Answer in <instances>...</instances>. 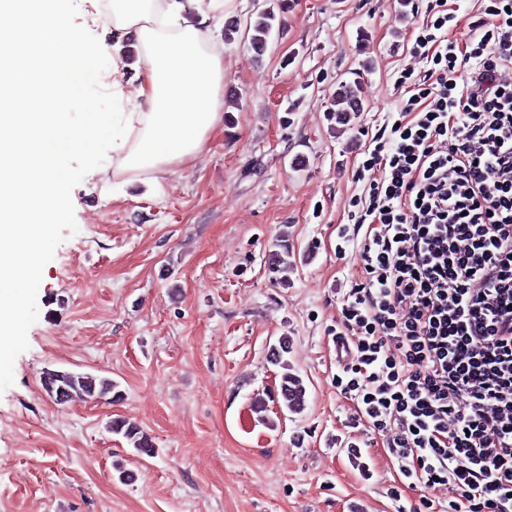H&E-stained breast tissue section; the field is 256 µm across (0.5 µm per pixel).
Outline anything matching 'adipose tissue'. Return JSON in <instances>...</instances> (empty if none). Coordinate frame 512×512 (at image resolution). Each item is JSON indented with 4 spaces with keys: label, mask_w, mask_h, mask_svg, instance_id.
<instances>
[{
    "label": "adipose tissue",
    "mask_w": 512,
    "mask_h": 512,
    "mask_svg": "<svg viewBox=\"0 0 512 512\" xmlns=\"http://www.w3.org/2000/svg\"><path fill=\"white\" fill-rule=\"evenodd\" d=\"M226 0H110L112 44L83 40L63 0H0V368L9 365L34 257L65 208L68 158L111 143L128 174L194 161L222 122L224 61L202 27ZM137 43L143 64L126 77L119 52ZM112 81L115 113L87 87Z\"/></svg>",
    "instance_id": "adipose-tissue-1"
}]
</instances>
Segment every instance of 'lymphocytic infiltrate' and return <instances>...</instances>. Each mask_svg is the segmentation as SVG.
I'll use <instances>...</instances> for the list:
<instances>
[{"label": "lymphocytic infiltrate", "instance_id": "obj_1", "mask_svg": "<svg viewBox=\"0 0 512 512\" xmlns=\"http://www.w3.org/2000/svg\"><path fill=\"white\" fill-rule=\"evenodd\" d=\"M446 4L411 48L433 62L411 120L357 174L342 390L410 486L450 489L448 512H512V0H490L464 53L439 35Z\"/></svg>", "mask_w": 512, "mask_h": 512}]
</instances>
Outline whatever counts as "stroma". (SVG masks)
Wrapping results in <instances>:
<instances>
[{"label": "stroma", "instance_id": "1", "mask_svg": "<svg viewBox=\"0 0 512 512\" xmlns=\"http://www.w3.org/2000/svg\"><path fill=\"white\" fill-rule=\"evenodd\" d=\"M429 0H288L264 52L248 24L260 0H232L238 29L208 21L224 51V119L199 157L162 174H86L68 162L65 215L51 225L31 298L0 375V512H414L444 489H403L382 438L352 427L336 387L341 300L361 271L339 236L373 139L400 119L410 49ZM72 28L111 42L100 0H68ZM360 76L363 110L328 111ZM305 165H295L297 156ZM287 234L288 286L268 271ZM287 340L307 388L297 413L275 396L270 358ZM116 382L123 398L57 404L45 371ZM264 412H256V399ZM135 422L141 456L109 429ZM360 457H353L351 445ZM110 431L114 434H121L141 456H152L155 453L156 448L152 438L133 423L124 419L112 420Z\"/></svg>", "mask_w": 512, "mask_h": 512}]
</instances>
